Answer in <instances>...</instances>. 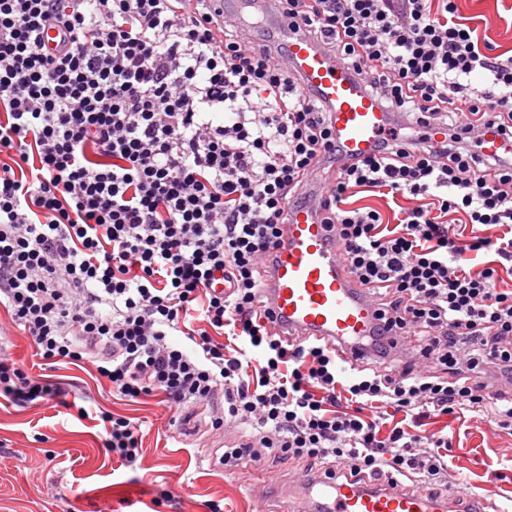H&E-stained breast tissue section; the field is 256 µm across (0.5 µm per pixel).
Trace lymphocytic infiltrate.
<instances>
[{"label": "lymphocytic infiltrate", "mask_w": 512, "mask_h": 512, "mask_svg": "<svg viewBox=\"0 0 512 512\" xmlns=\"http://www.w3.org/2000/svg\"><path fill=\"white\" fill-rule=\"evenodd\" d=\"M279 2L397 114L371 155L341 158L282 50L219 22L210 0H0V307L42 360L95 363L128 399L204 407L213 432L252 428L225 469L289 462L435 490L451 441L384 435L379 420L470 411L512 427L499 390L512 289L497 285L512 265V159L480 156L470 135H512V57L482 48L455 0ZM317 179L315 205L380 328L350 372L336 348L261 321L288 209ZM357 189L417 203L386 230L378 211L347 206ZM479 252L496 259L472 263ZM0 392L66 401L2 352ZM99 419L106 452L135 465L138 426Z\"/></svg>", "instance_id": "f902f5d3"}]
</instances>
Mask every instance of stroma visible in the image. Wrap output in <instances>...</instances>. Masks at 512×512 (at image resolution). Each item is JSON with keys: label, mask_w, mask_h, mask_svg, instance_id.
<instances>
[{"label": "stroma", "mask_w": 512, "mask_h": 512, "mask_svg": "<svg viewBox=\"0 0 512 512\" xmlns=\"http://www.w3.org/2000/svg\"><path fill=\"white\" fill-rule=\"evenodd\" d=\"M459 20L512 56V0H457ZM0 345L25 371L72 384L68 406L22 408L0 394V512H271L273 496L297 481L298 466L256 473L214 466L211 440L180 432L173 410L157 397L127 400L99 383L93 364H44L31 340L0 308ZM138 423L142 454L124 466L105 452L98 409ZM427 433L448 436L451 482L473 492L492 490L512 505V430L474 412L428 419Z\"/></svg>", "instance_id": "35a3bbf8"}]
</instances>
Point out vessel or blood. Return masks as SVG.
I'll use <instances>...</instances> for the list:
<instances>
[{
  "label": "vessel or blood",
  "mask_w": 512,
  "mask_h": 512,
  "mask_svg": "<svg viewBox=\"0 0 512 512\" xmlns=\"http://www.w3.org/2000/svg\"><path fill=\"white\" fill-rule=\"evenodd\" d=\"M225 16L250 31L259 16H271L270 29L281 41L287 60L304 89L313 91L331 114L343 158L368 155L386 133L391 114L367 93L347 66L311 39L302 28L275 13V0H219ZM477 137L486 157L512 154V138L496 128ZM269 319L276 329L314 336L342 346L343 366L350 369L366 354L362 344L373 335L375 307L370 295L348 273L341 248L312 206L292 208L285 243L271 265L268 281ZM302 487L329 498L327 512H502L492 495L458 485L434 496L389 483L306 477Z\"/></svg>",
  "instance_id": "vessel-or-blood-1"
}]
</instances>
